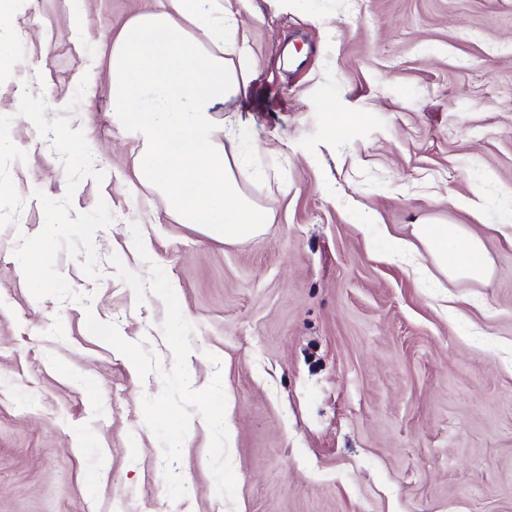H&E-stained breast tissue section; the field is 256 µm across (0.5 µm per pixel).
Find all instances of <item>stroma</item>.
Wrapping results in <instances>:
<instances>
[{"mask_svg":"<svg viewBox=\"0 0 512 512\" xmlns=\"http://www.w3.org/2000/svg\"><path fill=\"white\" fill-rule=\"evenodd\" d=\"M232 2L253 65L221 115L272 218L237 244L169 215L112 114V40L157 0H15L0 27V512H512V0ZM24 88L83 130L102 182L67 194L18 113ZM37 189L70 216L101 199L113 216L93 236L99 281L56 262L90 305L26 285L14 250L44 226ZM422 220L480 234L491 276L452 283L424 248L397 256ZM114 255L164 269L193 326L192 389L222 376L234 500L198 415L186 494L167 496L142 410L162 380L86 326L174 364L162 301L137 302Z\"/></svg>","mask_w":512,"mask_h":512,"instance_id":"stroma-1","label":"stroma"}]
</instances>
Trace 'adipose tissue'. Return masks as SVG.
I'll return each instance as SVG.
<instances>
[{
  "instance_id": "ef3b65f1",
  "label": "adipose tissue",
  "mask_w": 512,
  "mask_h": 512,
  "mask_svg": "<svg viewBox=\"0 0 512 512\" xmlns=\"http://www.w3.org/2000/svg\"><path fill=\"white\" fill-rule=\"evenodd\" d=\"M226 0H164L127 22L112 42L108 79L115 117L137 134L139 180L170 213L227 243L263 234L270 222L243 191L254 178L225 142L236 129L216 112L246 94L249 47ZM414 239L449 281L485 279V246L472 230L414 225Z\"/></svg>"
}]
</instances>
